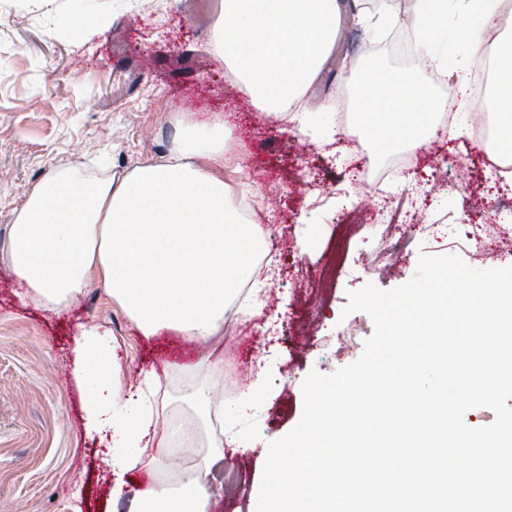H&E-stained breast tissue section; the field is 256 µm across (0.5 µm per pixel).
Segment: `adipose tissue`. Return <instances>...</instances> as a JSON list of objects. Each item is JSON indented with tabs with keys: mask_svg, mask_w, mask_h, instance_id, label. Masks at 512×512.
Instances as JSON below:
<instances>
[{
	"mask_svg": "<svg viewBox=\"0 0 512 512\" xmlns=\"http://www.w3.org/2000/svg\"><path fill=\"white\" fill-rule=\"evenodd\" d=\"M500 0H415L417 46L435 76L459 99L458 134L470 111V74L475 62L497 58L492 153L512 151V55L487 38ZM394 91L376 81L359 89L355 110L377 154L415 150L431 129L441 102L415 79L395 74ZM231 135L223 125L186 126L164 163L119 177L77 164L42 178L16 213L5 255L15 278L45 309L67 306L92 282L127 309L139 330L154 336L174 330L209 339L224 323V305L251 271L265 243L260 225L241 223L225 197L224 183L196 165L197 157L219 161ZM72 376L83 395L88 436L106 441L105 464L116 481L113 499L124 496L125 476L156 438L153 407L142 386L125 383L116 365L109 330L95 325L77 339ZM199 429L180 438L167 467L177 492H134L132 512H209L203 472L224 457L225 443L247 452L236 433H223L224 394L207 382L191 396ZM200 452L198 468L183 469L181 455Z\"/></svg>",
	"mask_w": 512,
	"mask_h": 512,
	"instance_id": "1",
	"label": "adipose tissue"
}]
</instances>
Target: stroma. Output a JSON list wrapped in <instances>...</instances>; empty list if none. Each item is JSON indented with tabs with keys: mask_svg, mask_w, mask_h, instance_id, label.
Here are the masks:
<instances>
[{
	"mask_svg": "<svg viewBox=\"0 0 512 512\" xmlns=\"http://www.w3.org/2000/svg\"><path fill=\"white\" fill-rule=\"evenodd\" d=\"M33 9L0 16V257L9 226L36 183L69 162L110 154L113 172L165 161L180 124H229L223 164L198 166L221 178L231 199L248 197L273 230L271 266L249 292L260 314L225 321L208 342L166 331L142 334L101 285L53 313L26 297L25 287L0 260V512H128L113 501L99 440L83 427L82 393L71 367L81 326L112 333L122 378L147 382L158 399L188 410L202 376L201 359L224 365L225 422L246 435L252 451L228 447L206 479L210 512H256L268 444L289 433L303 410L302 384L356 361L374 322L347 312L349 292L373 284L403 285L421 255H454L475 269L512 266V250L485 253L426 232L429 224L493 222L512 237V207L488 192L482 171L485 143L453 136L424 155L418 171L388 184L399 194L420 182L422 192L406 221L407 247L388 253L372 232L351 239L336 226L377 206L353 176L356 162L382 166L358 120L343 134L318 139L298 122L266 115L210 45L217 14L189 20L185 0H165L148 11L143 0H32ZM342 8L340 35L316 78L303 91V111L335 103L355 110L349 78L374 72L381 89L400 71L399 60L374 50L369 24ZM70 16L81 38L56 33L50 20ZM346 262L330 287L319 278L332 255ZM266 390L251 407L241 397L250 384Z\"/></svg>",
	"mask_w": 512,
	"mask_h": 512,
	"instance_id": "35a3bbf8",
	"label": "stroma"
}]
</instances>
